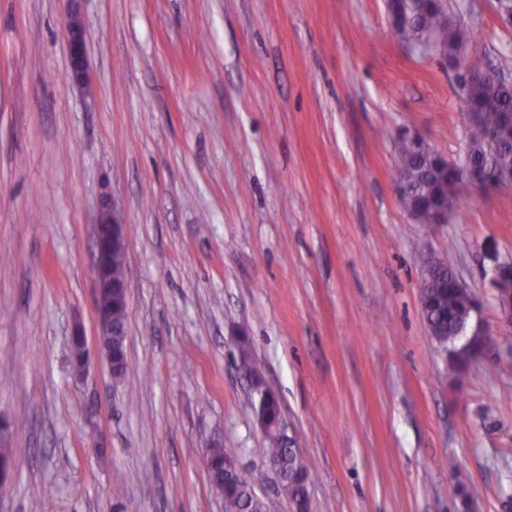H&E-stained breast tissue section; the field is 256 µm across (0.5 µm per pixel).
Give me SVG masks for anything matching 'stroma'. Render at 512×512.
Listing matches in <instances>:
<instances>
[{"instance_id":"stroma-1","label":"stroma","mask_w":512,"mask_h":512,"mask_svg":"<svg viewBox=\"0 0 512 512\" xmlns=\"http://www.w3.org/2000/svg\"><path fill=\"white\" fill-rule=\"evenodd\" d=\"M448 2L477 31L453 65L403 45L384 0H80L88 97L66 80L67 0H0V512H224L219 439L269 512H292L244 339L313 463V512H512V331L492 285L512 187L444 224L396 190L403 132L463 161L458 73L512 77L496 0ZM104 196L127 239L118 379L97 343ZM428 250L496 335L459 388L421 313Z\"/></svg>"}]
</instances>
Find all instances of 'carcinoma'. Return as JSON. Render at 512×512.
I'll use <instances>...</instances> for the list:
<instances>
[{
  "label": "carcinoma",
  "instance_id": "cac0c4a2",
  "mask_svg": "<svg viewBox=\"0 0 512 512\" xmlns=\"http://www.w3.org/2000/svg\"><path fill=\"white\" fill-rule=\"evenodd\" d=\"M399 38L412 41L422 37V31H432L448 60L457 59L458 53L473 38V30L453 20L448 7L433 4L417 10L416 0H402L393 19ZM467 111L474 116L468 152L471 157L484 164L490 171L512 170V84L500 81L492 70L486 78L466 89ZM398 162L396 174L405 177L411 192L404 207L417 205L424 199L435 197L441 190L445 176L417 158L416 152L406 139L397 145ZM468 301L450 293L440 303L422 312L428 322L453 332L456 322L466 312ZM280 406L271 412L270 426L265 433L266 461L277 465L283 477L282 487L290 501L297 498L295 486L300 475H310V465L294 449V442L282 432L278 425ZM234 448H213L208 455V468L213 476V489L224 495V512H263L262 504L250 485L231 481L224 477V460L235 455Z\"/></svg>",
  "mask_w": 512,
  "mask_h": 512
}]
</instances>
